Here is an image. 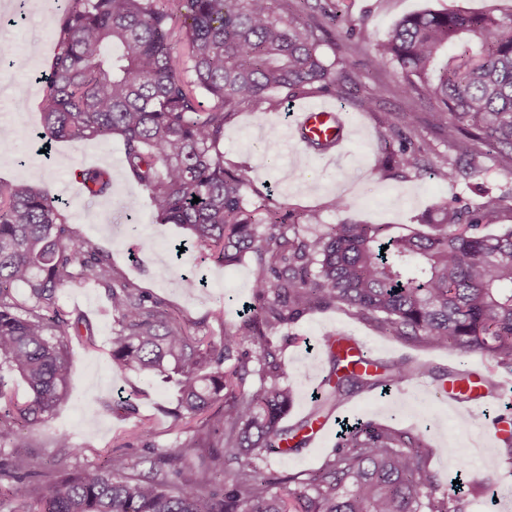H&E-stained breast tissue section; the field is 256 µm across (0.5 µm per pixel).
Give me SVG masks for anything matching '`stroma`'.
Here are the masks:
<instances>
[{"label":"stroma","instance_id":"obj_1","mask_svg":"<svg viewBox=\"0 0 512 512\" xmlns=\"http://www.w3.org/2000/svg\"><path fill=\"white\" fill-rule=\"evenodd\" d=\"M337 9L342 26L364 27L369 35L368 41L359 44L321 35L320 51L327 61L335 63L336 79L341 82L357 70L371 41L382 38L409 14L433 10L498 15L512 11V0H339ZM57 22L56 11L45 9L37 0L28 5L21 20L16 17L15 0H0V85L8 88L0 99V129L9 132L7 138L0 139V184L27 182L59 195L68 204L66 214L72 227L91 245L110 251L120 273L164 300L193 331L219 341L225 326L238 322L243 302L252 298V257L225 269L200 257L187 264L177 261L173 247L186 238L187 232L176 224L153 223L146 191L126 171L119 138L95 145L58 142L49 153H41L37 133L43 87L30 85L29 80L33 74L49 71ZM364 84L385 89L371 112L360 107L359 94L352 87L341 97L313 92L288 103L272 94L259 103L236 108L224 126L220 148L226 167L246 172L250 202H259L270 194L288 211L317 213L325 225L347 220L387 224L397 235L418 230L419 217L433 212L443 201L457 199L475 209L487 196L512 191V162L494 152L478 157L469 177L452 183L383 168L379 159L389 123L403 124L412 113L418 118L416 137L429 145L424 156L426 166L455 162L459 150L448 145L438 128L426 124L428 100L401 93L399 79L390 69L374 71ZM323 102L342 111L350 129L342 155L335 160L304 151L299 143L281 137L293 112ZM89 167L111 174L109 196L95 199L81 193L76 174ZM131 198L140 203L137 211L126 206ZM339 198L344 201L340 208L335 205ZM131 224L138 225L141 237L152 242L150 252L140 253L128 245L125 228ZM184 272L202 278L204 287L185 293L179 279ZM61 304L88 315L92 336L68 339V395L52 418L28 429L29 447L6 448L0 450V455L31 460L43 476L94 470L111 455L114 445L121 443L129 426L124 412L110 407L112 391L120 386L133 392L142 416L154 419L156 445L167 448L174 444L177 434L163 414L175 404L174 386L146 375L124 378L111 369L112 324L103 311L101 289H63ZM336 334L364 337L380 361L423 363L427 372L415 377L411 389L401 384L387 394L379 389L351 393L335 408V415L391 421L411 434H424L434 450L429 469L440 489L461 480L463 512H512V495L504 492L512 455L491 446L475 452V444L482 439L481 413L449 410L435 397L441 375L458 367L459 352L379 335L353 320L345 307L314 310L296 323L271 332L270 339L283 364V382L295 390L285 425L297 423L314 408L313 376L330 369L323 342ZM394 407L400 417L393 421L388 412ZM61 430L71 434L73 448L57 447L55 436ZM337 441V431H330L316 446L300 449L294 458H272L269 468L278 477L311 473L320 468Z\"/></svg>","mask_w":512,"mask_h":512}]
</instances>
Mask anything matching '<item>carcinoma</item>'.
Here are the masks:
<instances>
[{"label": "carcinoma", "instance_id": "obj_1", "mask_svg": "<svg viewBox=\"0 0 512 512\" xmlns=\"http://www.w3.org/2000/svg\"><path fill=\"white\" fill-rule=\"evenodd\" d=\"M336 27L335 0H316L308 20L288 0H68L45 75L42 137H120L155 223L182 225L191 246L224 268L255 256L254 302L217 345L116 272L109 252L80 239L50 190L0 186V449L27 447L25 429L48 422L67 396V336L92 335L82 314L60 304L61 291L77 284L105 289L115 373L173 383L167 416L181 436L152 449L151 476L131 472L119 454L92 472L34 483L29 464L0 462V492L22 512H462L455 494L438 492L428 468L435 449L389 424H343L338 446L304 478L268 471L280 443L311 427L324 404L422 374L421 365L370 363L327 343L331 392L310 419L282 425L294 389L281 382L269 333L317 308L345 306L384 336L482 352L494 371L512 375V228L483 233L511 192L476 210L445 202L422 218L427 233L342 223L306 234L301 225L319 223L317 215L286 213L268 197L250 207L244 172L224 166L219 145L234 107L269 93L289 102L339 91L316 35ZM382 67L401 74L403 93L430 100L435 126L462 154L512 151V12L407 16L373 43L351 84ZM389 132L384 167L421 171L426 144L395 123ZM468 170L456 163L434 172L454 182ZM78 177L90 198L111 192L98 169ZM17 378L27 387L21 399L9 393ZM219 400L222 409L209 414ZM117 406L132 419L126 445H151V420L128 397ZM219 478L220 496L211 491Z\"/></svg>", "mask_w": 512, "mask_h": 512}]
</instances>
